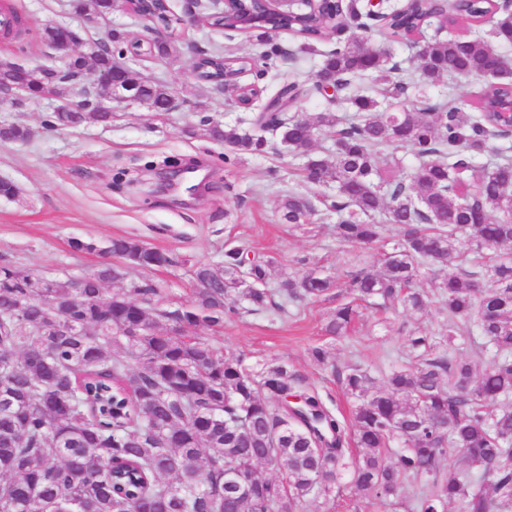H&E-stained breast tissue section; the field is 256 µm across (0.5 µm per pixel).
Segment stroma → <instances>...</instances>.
Returning <instances> with one entry per match:
<instances>
[{"instance_id":"1","label":"stroma","mask_w":512,"mask_h":512,"mask_svg":"<svg viewBox=\"0 0 512 512\" xmlns=\"http://www.w3.org/2000/svg\"><path fill=\"white\" fill-rule=\"evenodd\" d=\"M26 18L30 31L21 40L0 36V58L30 65H57L53 50L40 40L44 26L60 24L94 37L109 29L125 31L128 41H146L144 20L126 10L112 13L99 24L86 26L74 15L69 0H0ZM219 52L226 59L259 58L267 46L280 49L276 68L299 69L304 85H312L319 55L303 53L287 31L266 38L207 25L186 30L177 55L169 59L144 56L132 66L141 76L168 84L183 102L179 111L152 112L135 104L115 112L110 125L88 123L76 129H57L48 123L51 103L42 100L19 111L0 112V121L26 126V142L0 140V179L19 189L16 198L0 197V261L48 277L76 280L105 261L103 246L115 237H134L168 254L170 265L144 271L122 267L121 276L104 287L105 295L148 281L160 291L159 305L174 308L190 300L194 290L192 266L219 263L230 241L246 243L257 255L276 257L272 281L286 273L319 268L346 281L354 268H379L383 245L361 247L337 241L331 220L297 229L280 221L283 195L294 191L308 198L322 190L305 180L300 161L268 134L266 153L224 158L223 142L210 139L200 120L249 127L254 109L241 108L232 91L215 93L194 74L192 45ZM196 163L208 182L203 195L188 205L175 203L159 184L168 167ZM95 243L92 251H75L71 239ZM335 301L292 304L288 313H241L220 326L197 328L198 336L225 353L242 356L255 366L286 362L298 377L299 388L315 390L342 423H349L351 402L337 372L357 362L377 373L402 361L407 336H432L446 319L437 306L419 313L366 306L348 335L327 334L326 324ZM323 346L326 364L313 362L309 352ZM338 493L329 503L310 504L307 512H413L416 486H405L402 499L390 505L359 497L349 476L338 480Z\"/></svg>"}]
</instances>
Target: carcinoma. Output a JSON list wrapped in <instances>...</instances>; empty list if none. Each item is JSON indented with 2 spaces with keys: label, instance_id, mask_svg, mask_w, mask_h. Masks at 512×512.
Segmentation results:
<instances>
[{
  "label": "carcinoma",
  "instance_id": "carcinoma-1",
  "mask_svg": "<svg viewBox=\"0 0 512 512\" xmlns=\"http://www.w3.org/2000/svg\"><path fill=\"white\" fill-rule=\"evenodd\" d=\"M117 0H71L73 13L109 15ZM444 0H410L381 21L392 37L408 38L433 22L444 27ZM488 0H463L459 14L478 26ZM245 9L258 21V37L287 30L302 48L317 51L329 34V8L281 14L267 0ZM350 33L321 52L320 71L371 87L313 117L287 114L267 128L255 118L248 131L204 119L207 135L238 154H262L277 135L302 160L305 178L327 189L323 216H336V239L370 245L384 239L382 216L397 228L392 250L376 272L350 274L354 300L340 303L326 327L347 335L359 316L357 301H381L420 312L436 299L446 318L437 336L407 337L414 360L383 381L358 365L339 374L352 401V424L342 427L313 390L288 405L295 375L282 362L249 368L240 355L224 354L193 335L219 326L244 309L288 313V303L332 296L336 282L314 269L283 277L270 287L273 258L249 257L229 244L220 264L196 263L192 301L172 310L156 307L158 288L145 282L103 296L120 276L108 262L90 279H52L41 292L38 274L0 264V512H305L333 498L337 480L350 475L355 490L394 502L405 485L420 486L418 512H512V260L492 256L433 279V293L413 288L421 268L459 257L458 240L482 254L512 244V145L490 144L496 126L512 110V82H489L470 108L446 97L428 99L424 111H390L386 102L407 98L415 81L369 45L374 18L361 0H336ZM237 13L216 15L211 25L240 30ZM72 30L55 25L41 39L53 48ZM492 37L512 45V12L497 15ZM126 35L108 42L87 39L70 66L109 71L121 57ZM417 64L428 84L454 74L512 71V57L498 54L481 35L425 40ZM44 74L0 69V85L18 81L41 97ZM156 112L167 109L169 86L146 81L137 70L119 76ZM107 124L112 113L55 112L52 125ZM336 133L334 151H313L315 133ZM29 128L0 126V139L25 142ZM408 150L417 160L399 176ZM489 155L480 164L477 159ZM286 224H309L312 201L295 192L280 202ZM103 253L150 271L172 263L165 253L129 237L110 240ZM27 298L23 310L17 300ZM167 322L159 328V321ZM483 336L494 360L478 380L472 367L445 347ZM358 448L351 454L350 447ZM397 453V461L388 457ZM452 456L483 469L445 477L441 462ZM265 463L281 475L256 472Z\"/></svg>",
  "mask_w": 512,
  "mask_h": 512
}]
</instances>
